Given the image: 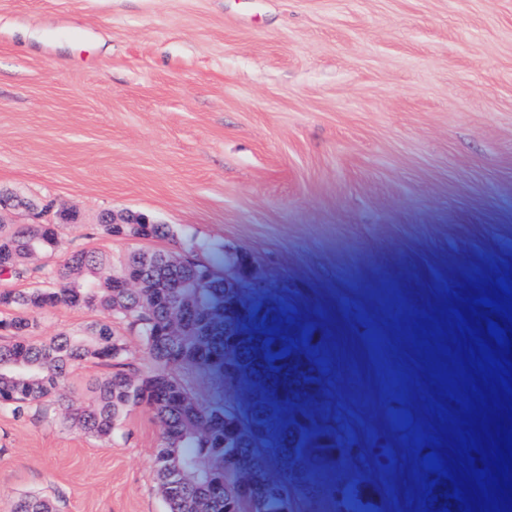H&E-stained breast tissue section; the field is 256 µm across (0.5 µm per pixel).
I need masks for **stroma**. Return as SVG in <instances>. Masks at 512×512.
<instances>
[{
	"label": "stroma",
	"mask_w": 512,
	"mask_h": 512,
	"mask_svg": "<svg viewBox=\"0 0 512 512\" xmlns=\"http://www.w3.org/2000/svg\"><path fill=\"white\" fill-rule=\"evenodd\" d=\"M0 195L13 223L77 212L51 269L190 242L253 258L351 446L293 512H337L335 488L366 478L363 512H425L444 482L471 512H512L473 475L512 396L468 363L477 337L512 362L487 329L512 342V321L480 304L512 287V0H0ZM105 213L171 235L110 236ZM103 317L61 306L37 334ZM160 442L145 408L105 440L53 404L0 408V512L23 492L55 512H165Z\"/></svg>",
	"instance_id": "stroma-1"
}]
</instances>
